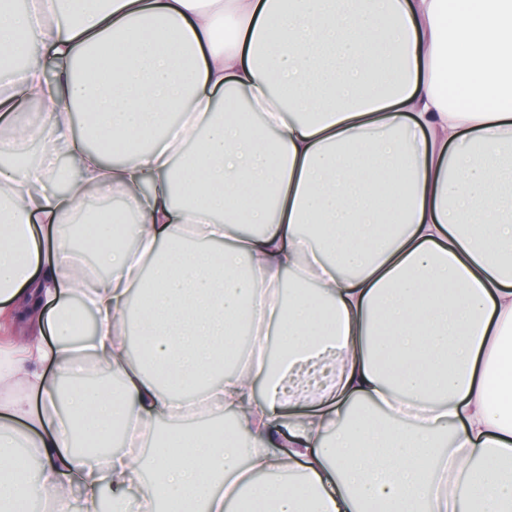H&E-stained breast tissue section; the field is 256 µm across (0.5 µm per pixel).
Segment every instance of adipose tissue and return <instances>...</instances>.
Instances as JSON below:
<instances>
[{"instance_id": "1", "label": "adipose tissue", "mask_w": 512, "mask_h": 512, "mask_svg": "<svg viewBox=\"0 0 512 512\" xmlns=\"http://www.w3.org/2000/svg\"><path fill=\"white\" fill-rule=\"evenodd\" d=\"M68 3L0 0V512H512V0Z\"/></svg>"}]
</instances>
